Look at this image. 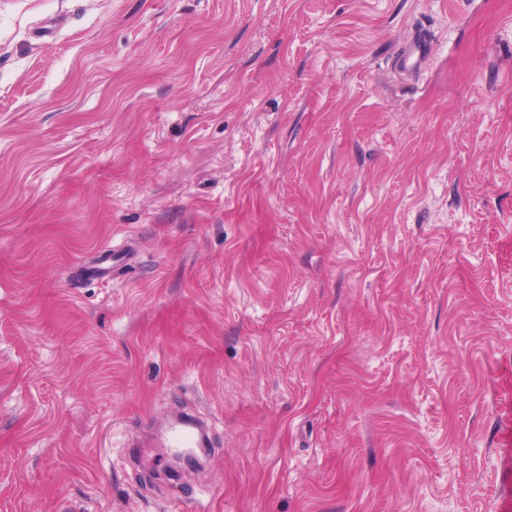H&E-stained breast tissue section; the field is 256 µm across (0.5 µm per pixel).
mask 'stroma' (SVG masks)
<instances>
[{
  "instance_id": "1",
  "label": "stroma",
  "mask_w": 512,
  "mask_h": 512,
  "mask_svg": "<svg viewBox=\"0 0 512 512\" xmlns=\"http://www.w3.org/2000/svg\"><path fill=\"white\" fill-rule=\"evenodd\" d=\"M0 512H512V0H0ZM197 426L185 419L173 418L165 424L159 432L162 436V448H196L199 437L196 434Z\"/></svg>"
}]
</instances>
